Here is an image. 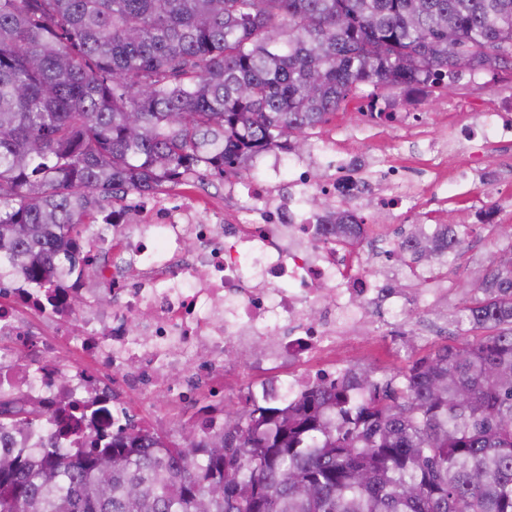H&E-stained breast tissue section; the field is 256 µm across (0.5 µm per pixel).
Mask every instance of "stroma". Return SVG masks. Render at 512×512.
Returning a JSON list of instances; mask_svg holds the SVG:
<instances>
[{
	"label": "stroma",
	"instance_id": "35a3bbf8",
	"mask_svg": "<svg viewBox=\"0 0 512 512\" xmlns=\"http://www.w3.org/2000/svg\"><path fill=\"white\" fill-rule=\"evenodd\" d=\"M368 92L365 86L354 90L312 134L337 157H356L354 176L372 182L377 195L390 191L377 179V158H387L405 170L410 198L399 208L386 211L375 199L360 201L366 218L364 236L394 242L401 230L413 224H455L467 229L462 256L449 257L442 268L448 306L459 307L476 263H489L504 236L512 234V150L487 141L480 133L486 113L498 111L502 102H512V72L459 73L447 85L433 88L421 112H402L388 123L375 121L364 111ZM242 177L264 179L263 165L242 176L225 174L220 180L207 175L166 189L165 194L192 195L214 206L223 202L225 189ZM489 207L496 210L493 223H478L477 213ZM364 329L372 352L358 362L381 375L457 342L448 331L438 329L432 342L418 344L410 353L401 340L383 338L374 323H366Z\"/></svg>",
	"mask_w": 512,
	"mask_h": 512
}]
</instances>
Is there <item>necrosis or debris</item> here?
I'll list each match as a JSON object with an SVG mask.
<instances>
[{"label": "necrosis or debris", "mask_w": 512, "mask_h": 512, "mask_svg": "<svg viewBox=\"0 0 512 512\" xmlns=\"http://www.w3.org/2000/svg\"><path fill=\"white\" fill-rule=\"evenodd\" d=\"M267 169L270 179L241 185L231 223L213 222L188 198L144 196L97 225L82 265L110 293L108 307L76 273L55 292L0 272V392L56 413L94 401L95 413L78 421L84 433L111 428L149 397L187 410L199 435H213L224 420L207 400L224 394L228 350L272 338L252 369H289L294 396L335 375L338 346L360 348L355 325L371 317L388 329L391 314L410 319L438 300L439 289L426 288L411 304L368 277L363 248L337 245L321 214L300 208L299 195L316 187L310 160L280 148ZM21 349L37 354L35 369L19 363ZM66 354L77 358L68 376ZM176 370L182 383L170 380Z\"/></svg>", "instance_id": "4bbe7bcc"}]
</instances>
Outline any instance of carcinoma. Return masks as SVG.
Here are the masks:
<instances>
[{
    "label": "carcinoma",
    "instance_id": "1",
    "mask_svg": "<svg viewBox=\"0 0 512 512\" xmlns=\"http://www.w3.org/2000/svg\"><path fill=\"white\" fill-rule=\"evenodd\" d=\"M459 50L448 54V39ZM512 70V0H0V268L51 287L100 201L245 167L370 85L408 104ZM351 246L348 207L322 202ZM467 231L392 255L443 265ZM459 342L384 382L358 367L248 396L224 435L140 428L0 445V512H512V239L452 315ZM0 396V438L51 426Z\"/></svg>",
    "mask_w": 512,
    "mask_h": 512
}]
</instances>
